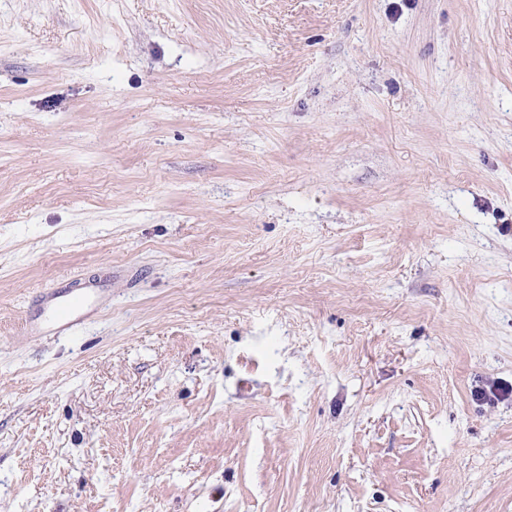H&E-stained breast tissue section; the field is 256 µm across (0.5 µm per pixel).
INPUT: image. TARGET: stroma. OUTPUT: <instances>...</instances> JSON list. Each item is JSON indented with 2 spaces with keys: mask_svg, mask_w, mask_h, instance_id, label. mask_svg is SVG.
I'll return each instance as SVG.
<instances>
[{
  "mask_svg": "<svg viewBox=\"0 0 512 512\" xmlns=\"http://www.w3.org/2000/svg\"><path fill=\"white\" fill-rule=\"evenodd\" d=\"M0 512H512V0H0ZM56 288L65 289L50 288L45 292V318L42 322L26 323L28 333L54 331L56 334H66L89 318L97 301V288H89L87 282H75Z\"/></svg>",
  "mask_w": 512,
  "mask_h": 512,
  "instance_id": "stroma-1",
  "label": "stroma"
}]
</instances>
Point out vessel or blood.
<instances>
[{
  "mask_svg": "<svg viewBox=\"0 0 512 512\" xmlns=\"http://www.w3.org/2000/svg\"><path fill=\"white\" fill-rule=\"evenodd\" d=\"M97 296V289L84 282L72 283L62 290L48 289L43 300V321L27 323L26 328L32 334L45 331L68 333L89 318Z\"/></svg>",
  "mask_w": 512,
  "mask_h": 512,
  "instance_id": "vessel-or-blood-1",
  "label": "vessel or blood"
}]
</instances>
